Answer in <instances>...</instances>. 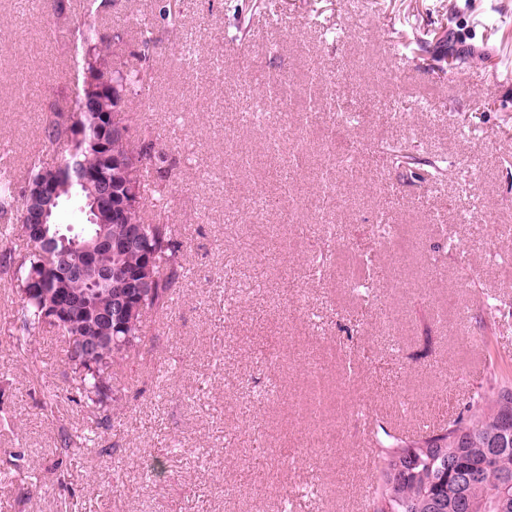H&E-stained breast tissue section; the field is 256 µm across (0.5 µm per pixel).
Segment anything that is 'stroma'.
Listing matches in <instances>:
<instances>
[{
	"label": "stroma",
	"instance_id": "1",
	"mask_svg": "<svg viewBox=\"0 0 512 512\" xmlns=\"http://www.w3.org/2000/svg\"><path fill=\"white\" fill-rule=\"evenodd\" d=\"M24 2L0 0V145L20 172L32 154L57 155L40 125L71 102L59 13L80 15L82 0ZM246 2L248 55L224 39V0H181L180 33H159L133 120L175 160L150 187L167 199L185 276L170 309L148 318L140 356L116 369L111 412L75 402L53 336L17 345L15 295L0 280V476L14 477L0 512H281L286 500L292 512H365L375 449L361 408L410 435L494 386L488 361L512 375V0ZM150 3L109 0L96 19L122 34L124 60H137ZM405 24L448 32L431 57L468 65L446 77L400 67ZM256 70L299 103L318 73L338 104L364 112L346 165L327 168L319 151L338 113L239 121ZM299 122L304 165L271 183L268 144L290 153ZM400 139L423 159L420 178L383 153ZM258 193L278 207L253 210ZM383 220L392 238L373 234ZM314 251L326 258L319 276L304 264ZM361 252L394 271L372 282L369 304L347 286ZM73 430L90 433L88 446L61 453ZM165 448L170 479L145 481Z\"/></svg>",
	"mask_w": 512,
	"mask_h": 512
}]
</instances>
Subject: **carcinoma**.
<instances>
[{"mask_svg":"<svg viewBox=\"0 0 512 512\" xmlns=\"http://www.w3.org/2000/svg\"><path fill=\"white\" fill-rule=\"evenodd\" d=\"M108 6V0H83L82 15L67 21L66 46L74 51L77 63L74 83V106L68 112L50 111L43 120L40 133L44 142L60 149L53 163L33 156L23 180L17 182L0 172V276L10 280L16 295L13 318L17 324L16 340L31 346V337L46 330L54 333L78 382L80 401L105 412L112 409L111 368L124 362L138 351L143 342V328L150 314L163 312L173 300L174 289L184 276L182 242L168 224L153 223L146 216L148 177H165L172 169L171 156L155 149L150 139H134L114 135L107 139L105 152L89 142L95 134L92 118L79 112L83 97L95 90L91 75L106 79L112 86V98L127 113L132 111L130 95L149 96L151 89L150 63L157 44L155 30L158 22L177 29L179 12L172 0L159 5L158 13L141 20L140 50L137 63L121 60L118 47L121 34L110 37L102 34L94 18ZM240 4L228 5L224 33L237 39L243 33L245 15ZM428 41L417 35L398 43L401 55L416 56L427 50ZM80 122L86 129L87 140L75 137L73 126ZM101 170L112 181L116 199L124 197L128 187L139 190L136 206L123 208L124 219L116 222L107 211L92 213L93 220L74 225L57 222L63 206L86 201L90 189L78 182L77 172ZM51 174L56 181V205L52 206V223L44 225L48 247H34V226L22 217V192L34 190L38 180ZM145 229L147 241L137 239L129 244L133 228ZM105 229L116 242V249L106 256L120 277L112 280V288H94L83 279L57 282L43 278V268L50 254L67 248L71 237H89ZM150 248L161 273L156 279H146L139 287L126 286L125 277L143 267L145 248ZM363 274L352 281L353 290L367 295L370 292L369 270L371 257L361 256ZM66 291L90 300L93 312L86 316L69 315L55 322L50 319L55 292ZM140 299L141 310L129 317L117 329L125 339L124 346L112 348V328L116 322L103 315L125 308L132 297ZM96 352L94 362L87 364L81 347ZM512 378L505 375L489 392H476L468 403V415L459 416L448 425L426 430L412 438H402L383 424L372 429V442L377 448V477L372 492L366 498L367 512H488L495 497L504 500L502 512H512ZM469 479L459 482L460 472Z\"/></svg>","mask_w":512,"mask_h":512,"instance_id":"carcinoma-1","label":"carcinoma"}]
</instances>
